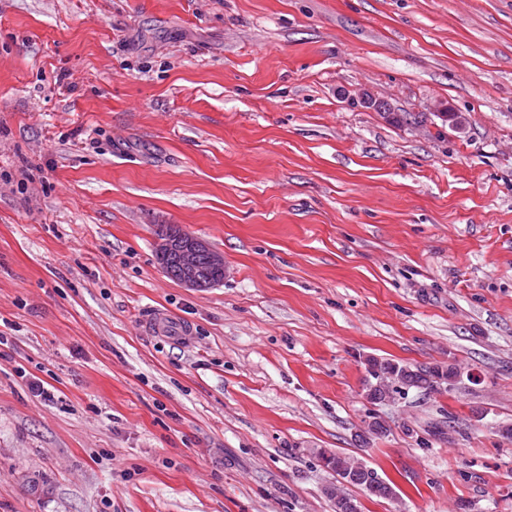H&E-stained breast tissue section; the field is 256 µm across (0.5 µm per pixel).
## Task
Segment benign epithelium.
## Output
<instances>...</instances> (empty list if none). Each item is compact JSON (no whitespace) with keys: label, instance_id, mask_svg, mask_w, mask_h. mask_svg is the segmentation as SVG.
<instances>
[{"label":"benign epithelium","instance_id":"7a95c632","mask_svg":"<svg viewBox=\"0 0 512 512\" xmlns=\"http://www.w3.org/2000/svg\"><path fill=\"white\" fill-rule=\"evenodd\" d=\"M161 233L157 235L156 249L163 259L170 254L177 255L179 268L177 281L192 289H207L218 285L211 272L224 270V256L214 251L205 241L188 232L179 233L166 224L158 225ZM206 257L207 265L200 263V257Z\"/></svg>","mask_w":512,"mask_h":512}]
</instances>
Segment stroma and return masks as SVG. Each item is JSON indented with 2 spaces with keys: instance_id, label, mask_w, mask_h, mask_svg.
Returning <instances> with one entry per match:
<instances>
[{
  "instance_id": "stroma-1",
  "label": "stroma",
  "mask_w": 512,
  "mask_h": 512,
  "mask_svg": "<svg viewBox=\"0 0 512 512\" xmlns=\"http://www.w3.org/2000/svg\"><path fill=\"white\" fill-rule=\"evenodd\" d=\"M368 356L466 377L374 407ZM506 426L512 0H0V512H333L323 450L512 512ZM168 224L158 225L156 249L161 259H166L171 253L176 254L179 268L177 281L192 289H207L219 284L214 278L224 279V256L214 251L205 241L188 232L180 231V228L169 230ZM163 229V232L161 230ZM205 256L207 265H201L200 257ZM166 273L172 277L174 270V256L170 255L164 262H160ZM215 270H218L215 272ZM213 277H211V272ZM173 278V277H172Z\"/></svg>"
}]
</instances>
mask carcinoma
Segmentation results:
<instances>
[{
    "label": "carcinoma",
    "instance_id": "cac0c4a2",
    "mask_svg": "<svg viewBox=\"0 0 512 512\" xmlns=\"http://www.w3.org/2000/svg\"><path fill=\"white\" fill-rule=\"evenodd\" d=\"M370 381L364 383L367 397L374 400H385L391 395L404 390L420 391L454 390L461 380L460 368L455 364L446 366H411L392 359L368 357L365 360ZM323 466L341 478L351 476L347 484L358 486L369 496L391 499L396 496L393 486L382 478L374 479L375 471L365 465L361 459L338 453H319ZM326 496L331 500L334 512H348L349 504L354 499L347 496L341 486L333 485L325 488Z\"/></svg>",
    "mask_w": 512,
    "mask_h": 512
}]
</instances>
